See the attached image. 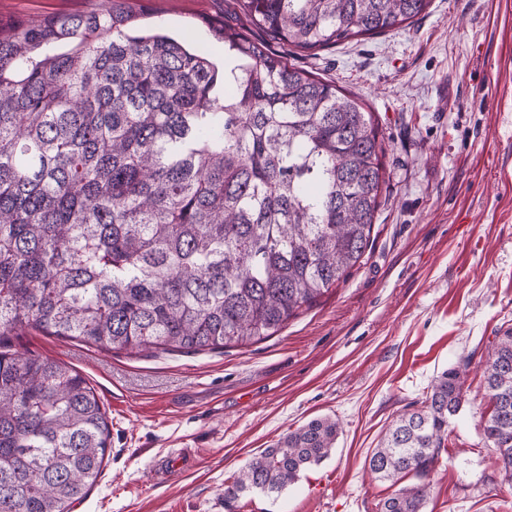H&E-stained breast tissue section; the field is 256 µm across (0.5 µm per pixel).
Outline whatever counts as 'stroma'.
<instances>
[{"label": "stroma", "mask_w": 512, "mask_h": 512, "mask_svg": "<svg viewBox=\"0 0 512 512\" xmlns=\"http://www.w3.org/2000/svg\"><path fill=\"white\" fill-rule=\"evenodd\" d=\"M143 25L215 60L206 21L230 0H129ZM108 0H0V22ZM289 63L373 112L386 184L373 245L345 282L267 339L201 353L128 352L25 330L11 351L82 374L111 432L105 467L72 512H377L364 470L383 431L442 371L471 389L427 477L424 512H512L478 429L485 345L512 322V0H432L401 29ZM338 420L330 456L279 497L224 500V483L311 419Z\"/></svg>", "instance_id": "stroma-1"}]
</instances>
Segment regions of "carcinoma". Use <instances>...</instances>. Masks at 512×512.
Segmentation results:
<instances>
[{"instance_id": "1", "label": "carcinoma", "mask_w": 512, "mask_h": 512, "mask_svg": "<svg viewBox=\"0 0 512 512\" xmlns=\"http://www.w3.org/2000/svg\"><path fill=\"white\" fill-rule=\"evenodd\" d=\"M234 2L245 23L206 21L222 66L185 39L134 30L125 0L0 28V512H69L110 440L80 373L4 338L30 328L109 350L240 346L281 331L371 249L386 184L373 113L286 54L394 31L431 0ZM481 366L478 425L512 487L511 325ZM468 367L436 377L366 459L394 487L379 512H423L425 487L405 479L446 448ZM338 435L331 417L288 431L224 483V502L281 493Z\"/></svg>"}]
</instances>
